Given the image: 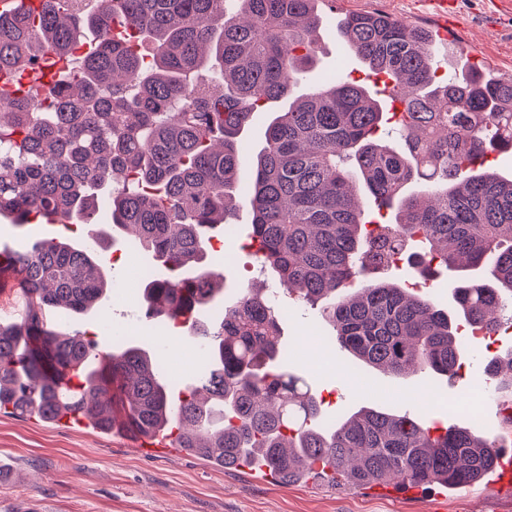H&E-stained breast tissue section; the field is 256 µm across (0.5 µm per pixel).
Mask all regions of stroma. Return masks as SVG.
<instances>
[{"instance_id":"obj_1","label":"stroma","mask_w":512,"mask_h":512,"mask_svg":"<svg viewBox=\"0 0 512 512\" xmlns=\"http://www.w3.org/2000/svg\"><path fill=\"white\" fill-rule=\"evenodd\" d=\"M455 36L468 44L470 64L483 71L512 76V19L493 15L488 0H459ZM319 62L307 86L336 73L366 79L367 69L347 53L336 35V18L351 12H378L431 29L435 26L424 0H326ZM250 222L240 208L221 243L238 249V279L257 288L274 287L239 247ZM122 265L113 266L114 283L102 313L82 317L77 328L102 342L122 335L158 351L177 373L173 388L194 371L203 352L185 356L177 344L164 345L142 309V270L147 253L121 245ZM289 362L307 369L330 417H343L362 403L422 412L460 423L466 392L454 379L429 383L422 373L393 375L361 366L334 348L330 329L316 311L289 304L282 325ZM39 505L43 512H512V494L494 484L451 492L432 489L397 497L390 488L350 489L342 485L266 481L249 469L224 470L177 449L141 448L119 436L105 435L71 423L50 424L0 414V512H21Z\"/></svg>"}]
</instances>
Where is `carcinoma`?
<instances>
[{
	"instance_id": "1",
	"label": "carcinoma",
	"mask_w": 512,
	"mask_h": 512,
	"mask_svg": "<svg viewBox=\"0 0 512 512\" xmlns=\"http://www.w3.org/2000/svg\"><path fill=\"white\" fill-rule=\"evenodd\" d=\"M321 0H43L0 13V79L42 74L99 34L77 68L41 91L0 86V218L98 226L0 252L27 313L0 319V413L46 423L89 418L100 433L177 447L232 470L266 468L355 488L455 490L499 471L497 440L469 419L437 426L363 404L327 420L308 378L288 364L287 310L240 288L220 321L230 257L211 247L246 186L254 260L358 364L430 381L463 368L461 327L496 334L512 308V175L487 162L512 151V77H437L431 32L381 13L336 30L371 72L398 83L397 119L357 81L295 88L318 61ZM152 43L151 55L141 44ZM271 113L252 156L245 135ZM394 122L403 146L382 135ZM419 185V192L409 190ZM390 212L367 220L361 197ZM133 243L152 258L147 319L173 326L207 361L172 392L161 356L123 336L105 346L61 319L101 310L112 274L101 253ZM405 261L424 279L454 276L453 310L380 273ZM78 377L68 389V374ZM512 409V356L486 365Z\"/></svg>"
}]
</instances>
